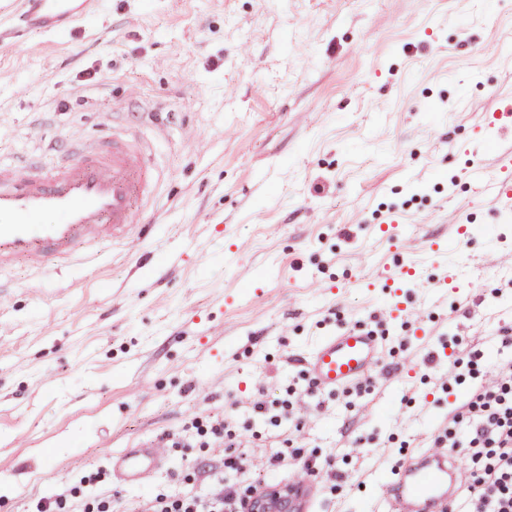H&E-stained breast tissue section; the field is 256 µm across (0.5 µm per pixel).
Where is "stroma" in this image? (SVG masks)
<instances>
[{
	"label": "stroma",
	"mask_w": 512,
	"mask_h": 512,
	"mask_svg": "<svg viewBox=\"0 0 512 512\" xmlns=\"http://www.w3.org/2000/svg\"><path fill=\"white\" fill-rule=\"evenodd\" d=\"M505 52L512 0H98L64 34L1 24L0 160L48 161L122 122L157 184L134 195L129 240L0 269V512L203 489L222 419L246 481L288 439L330 459L324 484L345 477L320 512L380 499L462 396L426 354L457 336L497 359L491 337L512 325V210L484 190L512 178ZM404 260L417 276L395 319L383 275ZM377 323L354 410L338 390L295 398L289 425L254 413L306 385L321 336ZM174 436L145 487L113 481V453Z\"/></svg>",
	"instance_id": "obj_1"
}]
</instances>
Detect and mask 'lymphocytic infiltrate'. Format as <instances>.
<instances>
[{"label":"lymphocytic infiltrate","mask_w":512,"mask_h":512,"mask_svg":"<svg viewBox=\"0 0 512 512\" xmlns=\"http://www.w3.org/2000/svg\"><path fill=\"white\" fill-rule=\"evenodd\" d=\"M496 339L503 355L492 363L479 347H452L454 380L466 393L435 440L457 449L468 478L450 512H512V327L499 328ZM487 373L492 381L480 384ZM211 433L224 445L222 476L200 491L158 492L147 504L127 503L126 512H249L261 488L240 478L248 452L228 423L215 422Z\"/></svg>","instance_id":"1"}]
</instances>
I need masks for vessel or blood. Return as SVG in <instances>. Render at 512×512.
Instances as JSON below:
<instances>
[{
  "label": "vessel or blood",
  "mask_w": 512,
  "mask_h": 512,
  "mask_svg": "<svg viewBox=\"0 0 512 512\" xmlns=\"http://www.w3.org/2000/svg\"><path fill=\"white\" fill-rule=\"evenodd\" d=\"M95 0H20L25 28L66 29L90 14ZM149 183L148 156L134 136L114 135L73 145L50 165L30 160L0 164V266L21 257L47 269L84 247L127 238L134 224L131 173ZM53 223H44V216ZM382 355V344L363 327L321 337L303 359L324 391L365 379ZM168 458L155 441L124 449L112 458L120 485L140 486L163 471ZM385 499L398 512H447L456 496L455 462L450 455L417 452L385 482Z\"/></svg>",
  "instance_id": "1"
}]
</instances>
